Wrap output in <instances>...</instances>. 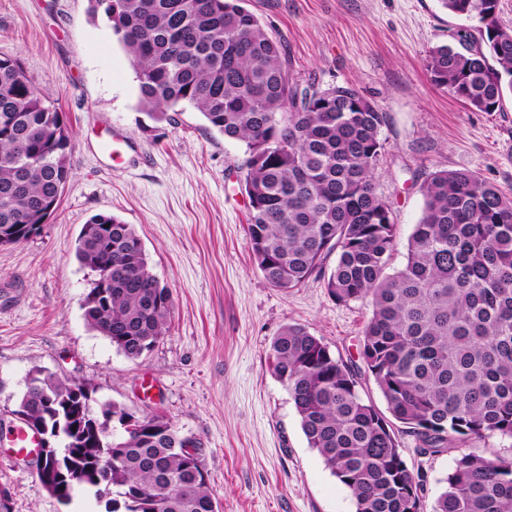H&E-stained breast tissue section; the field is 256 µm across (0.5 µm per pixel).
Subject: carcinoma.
<instances>
[{
	"instance_id": "carcinoma-1",
	"label": "carcinoma",
	"mask_w": 512,
	"mask_h": 512,
	"mask_svg": "<svg viewBox=\"0 0 512 512\" xmlns=\"http://www.w3.org/2000/svg\"><path fill=\"white\" fill-rule=\"evenodd\" d=\"M89 2L130 55L151 120L174 123L192 107L245 143L246 236L265 281L289 290L321 278L336 302L371 304L357 363L297 324L269 348L308 447L355 512H512V454L469 446L512 439V197L473 171L429 174L406 264L394 269L397 225L372 182L385 122L374 100L351 84L301 85L245 0ZM437 2L473 22L479 38L459 35L463 52L431 48V80L472 109L495 111L512 94V29L500 23L499 0ZM70 138L20 59L0 56V246L28 240L56 212L71 179ZM75 254L94 275L88 325L130 359L151 351L169 331L172 296L134 227L97 214ZM366 375L419 454L456 451L432 503L392 424L362 396ZM93 393L37 370L14 410L49 430L36 467L53 496L68 502L83 484L105 512H219L199 454L185 451L168 419Z\"/></svg>"
}]
</instances>
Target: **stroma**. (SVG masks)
<instances>
[{"instance_id":"stroma-1","label":"stroma","mask_w":512,"mask_h":512,"mask_svg":"<svg viewBox=\"0 0 512 512\" xmlns=\"http://www.w3.org/2000/svg\"><path fill=\"white\" fill-rule=\"evenodd\" d=\"M246 6L283 44L300 83L352 84L385 112L373 181L398 226L394 268L406 262L430 173L474 171L512 195V96L500 110L477 112L432 82L429 50L455 44L465 25L436 0ZM0 55L20 59L72 130V178L56 213L37 235L0 247V429L15 423L29 376L42 370L87 382L97 400L163 414L198 448L220 512H355L349 491L308 447L268 351L282 327L298 324L335 355L357 357L370 304L336 303L320 279L291 290L264 280L245 232V145L209 129L190 108L173 124L149 119L126 51L104 19L91 18L89 0H0ZM115 132L143 163L116 169L99 148ZM97 214L134 226L172 295L168 333L138 359L84 319L93 275L75 247ZM400 442L434 499L453 453L422 457L412 436ZM0 488L9 490L12 512L103 510L85 487L60 503L5 443Z\"/></svg>"}]
</instances>
